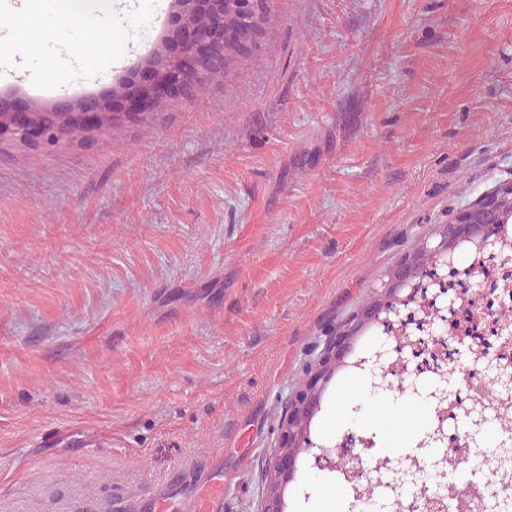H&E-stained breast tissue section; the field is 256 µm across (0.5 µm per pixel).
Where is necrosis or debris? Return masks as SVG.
Listing matches in <instances>:
<instances>
[{
	"instance_id": "obj_1",
	"label": "necrosis or debris",
	"mask_w": 512,
	"mask_h": 512,
	"mask_svg": "<svg viewBox=\"0 0 512 512\" xmlns=\"http://www.w3.org/2000/svg\"><path fill=\"white\" fill-rule=\"evenodd\" d=\"M444 287L449 296L455 299L456 307L448 322L447 336L425 346L417 355L410 357L402 367H395L391 380L403 385L411 379H431L438 371L454 368L456 361L449 353V337L464 334L478 336L489 341L490 346L483 357L491 362L495 369L512 371V342L498 340L500 321L498 313L504 307L512 305V257L498 253L483 254L480 262L470 271H458L448 277ZM500 395L488 382L486 376L477 372L464 373L461 386L448 399L446 417L448 421L458 420L471 408L498 402ZM446 445L453 457L468 475L465 482L456 484L452 494L437 497L434 492L426 491L418 497H403L400 512H459L460 500H470L478 504L474 488L503 491L504 486L497 467L498 450L494 445L482 449L481 463H474L469 442L463 432L453 433Z\"/></svg>"
}]
</instances>
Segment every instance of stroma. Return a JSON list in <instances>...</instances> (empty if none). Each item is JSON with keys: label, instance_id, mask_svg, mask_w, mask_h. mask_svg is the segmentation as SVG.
Here are the masks:
<instances>
[{"label": "stroma", "instance_id": "35a3bbf8", "mask_svg": "<svg viewBox=\"0 0 512 512\" xmlns=\"http://www.w3.org/2000/svg\"><path fill=\"white\" fill-rule=\"evenodd\" d=\"M160 2L100 37L29 0L0 95H110L168 35ZM504 178L512 0H272L150 120L0 140V512H186L218 480L221 512H258L334 323Z\"/></svg>", "mask_w": 512, "mask_h": 512}]
</instances>
